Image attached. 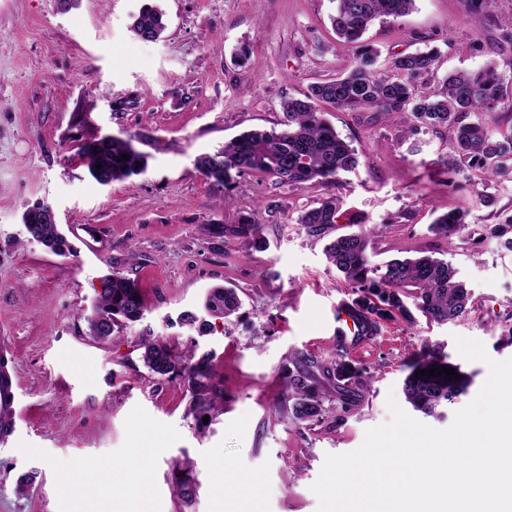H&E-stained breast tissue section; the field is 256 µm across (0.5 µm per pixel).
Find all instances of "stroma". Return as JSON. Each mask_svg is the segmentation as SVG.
Listing matches in <instances>:
<instances>
[{
  "instance_id": "35a3bbf8",
  "label": "stroma",
  "mask_w": 512,
  "mask_h": 512,
  "mask_svg": "<svg viewBox=\"0 0 512 512\" xmlns=\"http://www.w3.org/2000/svg\"><path fill=\"white\" fill-rule=\"evenodd\" d=\"M160 6L162 39H137L131 24ZM335 0H0V335L13 336L20 385L18 429L0 445V512H318L311 487L326 455L356 450L367 429L406 406L405 362L422 342L441 346L471 379L465 394L426 418L447 428L479 393L488 368L460 356L455 339L512 358V252L480 227L512 213V182L483 194L448 190L447 134L419 143L399 124L325 106L359 153L338 185H282L246 174L224 188L197 159L254 128L283 120L281 102L335 78L354 62L337 41ZM471 0H416L408 15L375 22L382 57L439 46L438 77L512 60V0H496L472 25ZM252 49L247 66L234 52ZM112 134L148 156L140 175L104 186L81 147ZM491 204H483L481 195ZM339 196L345 212L324 236L297 218ZM46 201L72 246L54 254L30 240L24 211ZM469 210V234L446 255L471 291V310L445 325L383 324L364 348L333 339L336 307L352 296L324 249L336 236L382 227L372 265L412 255L433 240L432 221ZM254 216L258 246L225 238V225ZM119 269L141 289L147 311L123 334H86L101 279ZM236 288L242 307L224 320L203 302ZM194 313L199 322L186 325ZM214 357L224 412L205 428L188 416L183 382L158 383L140 360V337ZM336 369L339 385L364 372L351 411L296 425L273 412L284 369L298 354Z\"/></svg>"
}]
</instances>
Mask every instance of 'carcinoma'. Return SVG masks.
Listing matches in <instances>:
<instances>
[{"label": "carcinoma", "instance_id": "carcinoma-1", "mask_svg": "<svg viewBox=\"0 0 512 512\" xmlns=\"http://www.w3.org/2000/svg\"><path fill=\"white\" fill-rule=\"evenodd\" d=\"M332 25L343 41L356 45L354 64L343 75L311 86L297 98L282 103L286 117L280 130H250L242 133L212 154L197 160L206 180L229 186L234 176L245 173L269 175L281 184L303 186L333 183L343 173L359 165L358 153L340 138L322 117L320 104L329 103L352 112L368 111L390 119H408L409 136L447 129L451 152L443 159L448 170V190L460 188L454 176L464 173L469 184L485 185L490 179L512 177V133L496 129L498 113L512 111V96L505 94L506 76L500 65L491 62L471 71L446 76L439 87L432 86L439 52L435 48L396 54L379 70L381 52L363 36L376 20L397 19L413 10L416 0H336ZM166 30L164 13L153 5L141 9L133 23L135 36L155 42ZM89 175L99 184L123 180L142 173L147 155L138 151L132 139H95L85 144ZM128 159H123V156ZM102 168H97V165ZM468 213L450 210L439 216L429 230L435 241L449 246L469 229ZM343 218L340 197L331 195L298 217L306 233L322 236ZM22 222L33 227L38 240L60 256L70 253V245L58 225L44 219V206L27 209ZM484 238L512 252V214L496 224L481 225ZM262 225L251 216L224 225V236L243 243L260 240ZM378 232L343 234L325 247L330 264L342 274L351 293L352 305L379 332L381 323L403 320L416 323L418 311L429 322L453 321L468 312L470 292L456 277V271L437 248H419L415 256L394 258L383 266L369 263L368 251ZM241 308L234 288L218 287L208 294L205 309L227 319ZM146 311L144 298L133 280L112 271L100 284V292L90 315L84 317L86 335L106 342L130 324L141 320ZM144 366L166 380L186 381L190 392L188 414L198 423L203 417L220 413L224 390L212 355L195 357L192 352L178 355L165 341L144 338L139 343ZM452 368L448 355L426 344L419 355L406 364L403 391L412 407L427 417L441 415L440 409L452 403L467 387V380L455 375L427 378L420 371ZM325 392L322 385L301 369L284 376L279 400L281 409L295 424L322 419Z\"/></svg>", "mask_w": 512, "mask_h": 512}]
</instances>
